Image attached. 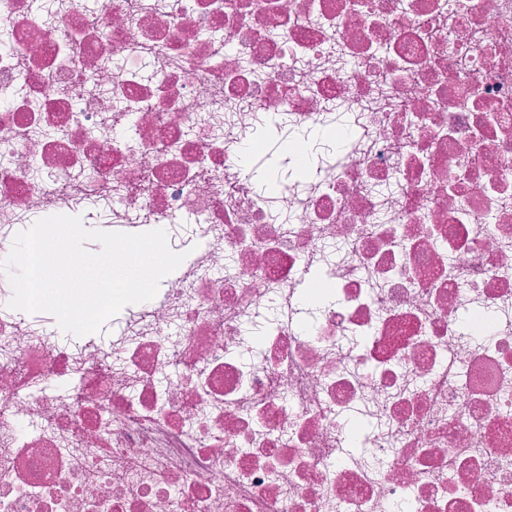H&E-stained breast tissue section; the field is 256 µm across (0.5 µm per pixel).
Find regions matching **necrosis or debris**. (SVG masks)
Returning a JSON list of instances; mask_svg holds the SVG:
<instances>
[{
  "label": "necrosis or debris",
  "instance_id": "necrosis-or-debris-1",
  "mask_svg": "<svg viewBox=\"0 0 512 512\" xmlns=\"http://www.w3.org/2000/svg\"><path fill=\"white\" fill-rule=\"evenodd\" d=\"M0 38V256L88 201L199 232L110 343L0 310V512H512V0H0ZM271 118L306 167L261 193Z\"/></svg>",
  "mask_w": 512,
  "mask_h": 512
}]
</instances>
